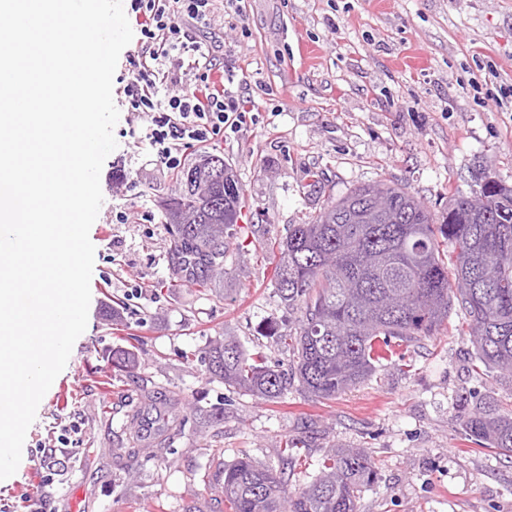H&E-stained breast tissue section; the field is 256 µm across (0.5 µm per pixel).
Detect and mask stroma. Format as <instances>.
<instances>
[{
	"label": "stroma",
	"mask_w": 512,
	"mask_h": 512,
	"mask_svg": "<svg viewBox=\"0 0 512 512\" xmlns=\"http://www.w3.org/2000/svg\"><path fill=\"white\" fill-rule=\"evenodd\" d=\"M234 21L219 4L196 40L222 47L224 78L254 109L215 140L244 189L253 220L229 243L218 288L170 285L171 235L162 200L173 173L151 164L126 119L105 162L88 325L42 399L14 475L0 482V512H224L200 476L210 450L285 468L289 493L308 485L333 448H361L378 468L358 512H512V459L467 441L460 415L512 413V378L474 376V347L458 309L446 329L401 346L404 365L319 401L292 389L276 404L225 386L204 355L229 332L268 366L289 352L274 294L277 257L262 241L316 215L329 197L375 181L405 185L431 212L471 193L482 168L512 185V0H242ZM132 216L118 223L117 212ZM151 215L141 223V215ZM124 300L114 308V300ZM137 360L107 397L113 349ZM176 397L174 413L145 408L137 450L126 415L141 386ZM224 413L213 424L212 410ZM171 437L170 450L154 455ZM304 457L281 463L285 440ZM63 461L42 480L43 449Z\"/></svg>",
	"instance_id": "obj_1"
}]
</instances>
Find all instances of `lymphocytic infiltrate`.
<instances>
[{"label": "lymphocytic infiltrate", "mask_w": 512, "mask_h": 512, "mask_svg": "<svg viewBox=\"0 0 512 512\" xmlns=\"http://www.w3.org/2000/svg\"><path fill=\"white\" fill-rule=\"evenodd\" d=\"M215 0H131L138 38L127 53L124 93L157 167L174 171L186 146L206 147L242 124L249 100L224 86V65L206 43L188 39L190 24H208Z\"/></svg>", "instance_id": "lymphocytic-infiltrate-1"}]
</instances>
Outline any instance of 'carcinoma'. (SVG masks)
Masks as SVG:
<instances>
[{
  "instance_id": "1",
  "label": "carcinoma",
  "mask_w": 512,
  "mask_h": 512,
  "mask_svg": "<svg viewBox=\"0 0 512 512\" xmlns=\"http://www.w3.org/2000/svg\"><path fill=\"white\" fill-rule=\"evenodd\" d=\"M224 156L203 152L177 174L181 191L163 201L171 225L172 276L205 290L224 274L228 241L238 234L244 192L224 184ZM278 250L274 290L297 327L279 334L292 358L272 369L233 336L210 345L208 371L224 384L275 401L299 384L331 399L363 382L394 355L392 340L437 334L457 303L470 326L477 360L512 372V185L479 184L455 195L437 217L405 188L357 186L301 224L288 225ZM455 256L448 257V252ZM129 348L112 366L133 364ZM472 442L512 458V414L483 411L460 419ZM377 480L361 448L323 457L316 478L288 495L283 471L241 457L217 475L229 512H357L361 493Z\"/></svg>"
}]
</instances>
